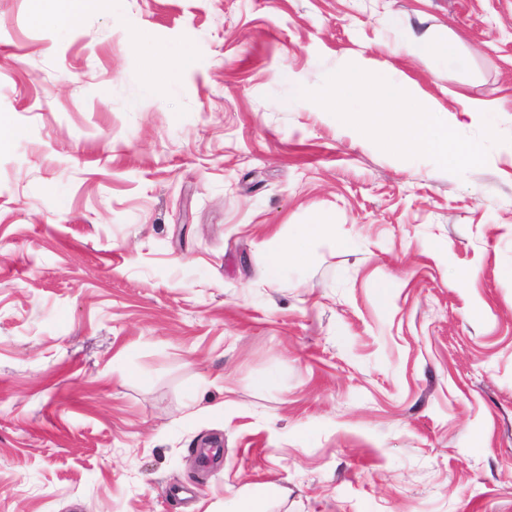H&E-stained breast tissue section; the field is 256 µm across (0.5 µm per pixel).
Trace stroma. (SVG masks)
Masks as SVG:
<instances>
[{"mask_svg": "<svg viewBox=\"0 0 512 512\" xmlns=\"http://www.w3.org/2000/svg\"><path fill=\"white\" fill-rule=\"evenodd\" d=\"M62 8L0 0V512H512V0ZM363 60L502 142L299 96ZM411 49L414 54L420 57H443L448 60H460L453 43L437 41L427 33L416 36ZM326 228V224H320L319 222L302 225L300 232V242L288 244L287 241L273 255L269 267V274L271 278H274L276 273L284 265L288 263L300 262L304 258V250L306 244L324 234Z\"/></svg>", "mask_w": 512, "mask_h": 512, "instance_id": "obj_1", "label": "stroma"}]
</instances>
